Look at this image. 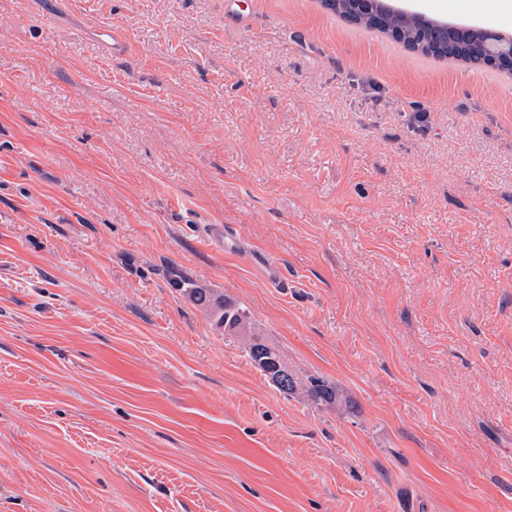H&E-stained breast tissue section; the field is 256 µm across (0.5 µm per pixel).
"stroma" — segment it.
<instances>
[{
    "label": "stroma",
    "mask_w": 512,
    "mask_h": 512,
    "mask_svg": "<svg viewBox=\"0 0 512 512\" xmlns=\"http://www.w3.org/2000/svg\"><path fill=\"white\" fill-rule=\"evenodd\" d=\"M248 2L0 0V512H512V77ZM184 290L193 302L210 312L215 326L224 330V334L245 336V350L250 362L265 377L270 380L275 378L276 381L273 383L280 391L289 395L304 393L308 400L316 405H349L350 400L347 396L325 380L313 376H308L304 380L291 370L281 372L283 360L280 350L273 342L262 337V332L254 326L246 310L239 304L224 296H216L206 288Z\"/></svg>",
    "instance_id": "1"
}]
</instances>
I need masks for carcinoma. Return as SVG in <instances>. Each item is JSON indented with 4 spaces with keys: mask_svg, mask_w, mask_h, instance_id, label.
Wrapping results in <instances>:
<instances>
[{
    "mask_svg": "<svg viewBox=\"0 0 512 512\" xmlns=\"http://www.w3.org/2000/svg\"><path fill=\"white\" fill-rule=\"evenodd\" d=\"M323 6L349 23L369 28L384 34L395 42L409 43L412 50L425 56H445L484 65L493 60L506 63L512 58V35L490 39L494 53L482 49L485 36L479 30L445 28L437 21H431L428 30L411 26L390 16L364 19L358 16L356 0H322ZM187 294L198 305L205 307L215 326L224 334L243 336L250 362L265 377L275 379L274 385L282 392L294 395L301 392L316 405L347 406L350 400L328 382L308 376L301 378L293 371L281 372L282 356L278 347L262 337V332L252 323L246 310L236 302L214 295L206 288H188Z\"/></svg>",
    "mask_w": 512,
    "mask_h": 512,
    "instance_id": "cac0c4a2",
    "label": "carcinoma"
}]
</instances>
